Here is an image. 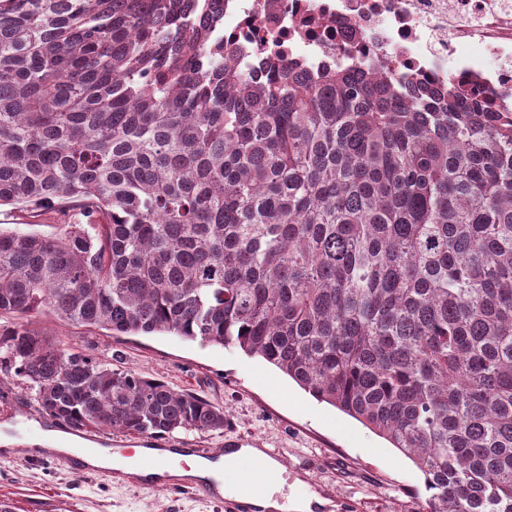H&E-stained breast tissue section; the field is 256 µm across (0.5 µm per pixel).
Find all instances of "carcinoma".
Here are the masks:
<instances>
[{"label":"carcinoma","mask_w":512,"mask_h":512,"mask_svg":"<svg viewBox=\"0 0 512 512\" xmlns=\"http://www.w3.org/2000/svg\"><path fill=\"white\" fill-rule=\"evenodd\" d=\"M0 357L72 430L224 410L52 344L48 312L260 356L422 472L431 512H512V110L459 82L268 64L183 0H0ZM69 218L62 214H44L41 210L2 206L0 209V227L4 231L36 233L48 237L58 236L68 224Z\"/></svg>","instance_id":"carcinoma-1"}]
</instances>
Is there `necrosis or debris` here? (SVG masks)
I'll return each mask as SVG.
<instances>
[{
    "label": "necrosis or debris",
    "mask_w": 512,
    "mask_h": 512,
    "mask_svg": "<svg viewBox=\"0 0 512 512\" xmlns=\"http://www.w3.org/2000/svg\"><path fill=\"white\" fill-rule=\"evenodd\" d=\"M195 21L223 43L226 63L340 66L406 86H477L512 106V0H193Z\"/></svg>",
    "instance_id": "1"
}]
</instances>
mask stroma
Here are the masks:
<instances>
[{
	"instance_id": "1",
	"label": "stroma",
	"mask_w": 512,
	"mask_h": 512,
	"mask_svg": "<svg viewBox=\"0 0 512 512\" xmlns=\"http://www.w3.org/2000/svg\"><path fill=\"white\" fill-rule=\"evenodd\" d=\"M66 216L32 208H0V229L48 237L63 232ZM36 325L52 343L201 395L225 414L220 430H180L160 438L98 431L104 447L138 442L153 448H207L238 442L275 453L283 467L280 497L323 498L315 512H425L420 470L377 433L317 401L264 359L234 346L187 341L172 334L115 336L100 327H74L51 315ZM65 433L42 413L14 370L0 366V432L14 439L0 448V500L13 512H224L222 502L184 489L141 488L116 474L74 470L70 460H34L31 432Z\"/></svg>"
}]
</instances>
